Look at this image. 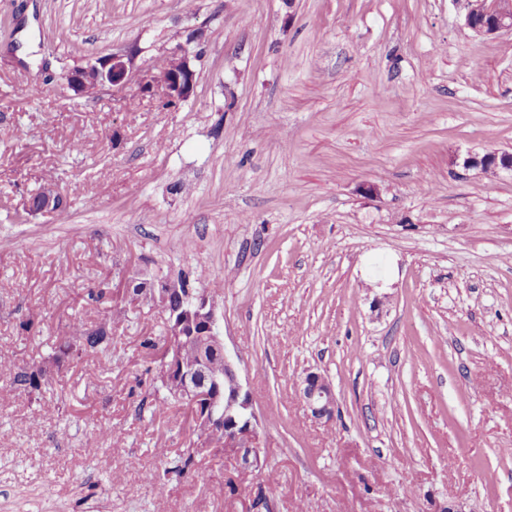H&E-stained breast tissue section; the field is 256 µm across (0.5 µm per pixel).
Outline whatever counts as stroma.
Here are the masks:
<instances>
[{
  "label": "stroma",
  "instance_id": "35a3bbf8",
  "mask_svg": "<svg viewBox=\"0 0 512 512\" xmlns=\"http://www.w3.org/2000/svg\"><path fill=\"white\" fill-rule=\"evenodd\" d=\"M465 12L0 0V201L46 183L64 200L27 224L0 208V366L55 378L0 405V512H512V170L462 167L512 152V32L477 35ZM182 47L196 86L176 107L64 79ZM369 257L395 259L391 287L368 286ZM200 268L232 280L213 302L262 468L204 448L148 483L196 440L185 404L143 405L165 395L166 313L135 305L103 361L54 348L70 320L104 324L128 277ZM309 371L335 392L329 423L306 413ZM465 169H479L481 172H495L512 170V154L507 151L491 152L485 155H471L463 162Z\"/></svg>",
  "mask_w": 512,
  "mask_h": 512
}]
</instances>
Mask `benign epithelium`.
<instances>
[{"label":"benign epithelium","instance_id":"1","mask_svg":"<svg viewBox=\"0 0 512 512\" xmlns=\"http://www.w3.org/2000/svg\"><path fill=\"white\" fill-rule=\"evenodd\" d=\"M465 24L478 34L494 35L512 32V0H465ZM69 86L85 96L106 86L127 87L132 80L131 58L114 54L106 61L78 67L67 74ZM196 72L185 48H179L161 58L138 79L140 91L159 98L165 104L177 105L189 100L194 92ZM463 167L482 172L512 170V154L507 151L465 158ZM41 208L31 214L56 212L63 207L58 192L44 190ZM126 298L138 303L150 301L167 309L171 296L178 295L184 305L191 331L175 336L166 346L162 368L166 389L171 398L187 403L194 421L210 428L224 430V447L235 448L242 464L250 468L259 463L260 437L258 420L248 393L243 391L233 357L224 346L209 296L193 288L182 287L176 277L149 280L148 291L138 294L125 289ZM219 356L224 370L219 375L208 372L209 360ZM301 393L311 416L329 421L336 409V397L330 382L317 372H309L301 383Z\"/></svg>","mask_w":512,"mask_h":512}]
</instances>
